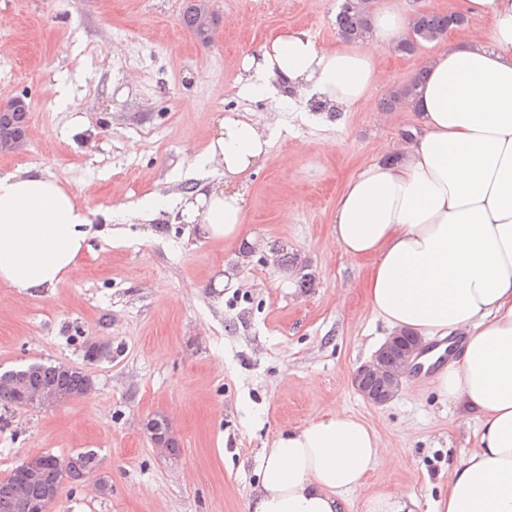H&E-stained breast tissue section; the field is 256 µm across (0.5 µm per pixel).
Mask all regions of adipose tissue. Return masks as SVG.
Instances as JSON below:
<instances>
[{"label":"adipose tissue","mask_w":512,"mask_h":512,"mask_svg":"<svg viewBox=\"0 0 512 512\" xmlns=\"http://www.w3.org/2000/svg\"><path fill=\"white\" fill-rule=\"evenodd\" d=\"M462 11L489 18L488 36L428 58L417 124L392 158L347 179L332 235L343 254L369 260L365 296L389 332L466 336L435 381L444 400L475 412V446L435 512H512V0H462ZM407 30L392 9L374 13L363 44L322 49L306 30H279L243 59L240 91L265 96L281 82L327 111H350L392 83L375 52ZM271 143L245 113L217 117L187 162L199 184L176 199L198 235L243 242L248 177ZM209 167L220 172L212 182ZM95 217L54 176H0V287L30 294L63 283L89 249ZM384 453L358 417L314 414L264 449L246 512H346Z\"/></svg>","instance_id":"ef3b65f1"}]
</instances>
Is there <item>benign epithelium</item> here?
<instances>
[{
  "instance_id": "obj_1",
  "label": "benign epithelium",
  "mask_w": 512,
  "mask_h": 512,
  "mask_svg": "<svg viewBox=\"0 0 512 512\" xmlns=\"http://www.w3.org/2000/svg\"><path fill=\"white\" fill-rule=\"evenodd\" d=\"M30 108L22 97L11 101V107L0 110V150L8 151L23 141L29 130ZM420 346L405 343L393 335L375 352L373 358L357 368L352 376L355 390L369 403L381 406L397 394L401 379L407 373ZM77 397V394L58 388L18 395V408H52ZM146 434L156 448L167 449L174 435L170 420L156 415L145 424ZM26 476L32 480L49 482L53 464L41 454L27 456L21 464ZM17 512H49L47 501H36L19 496L15 501Z\"/></svg>"
}]
</instances>
